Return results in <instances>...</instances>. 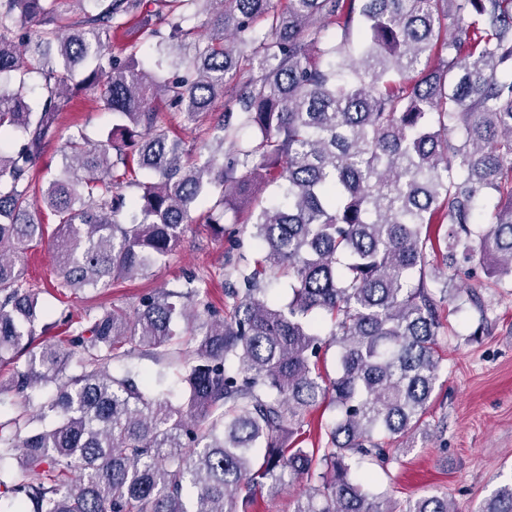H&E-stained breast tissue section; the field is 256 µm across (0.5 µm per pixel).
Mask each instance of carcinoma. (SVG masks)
Masks as SVG:
<instances>
[{"instance_id":"obj_1","label":"carcinoma","mask_w":512,"mask_h":512,"mask_svg":"<svg viewBox=\"0 0 512 512\" xmlns=\"http://www.w3.org/2000/svg\"><path fill=\"white\" fill-rule=\"evenodd\" d=\"M57 2L0 0V137H25L0 150V366L13 365L0 384L12 406L0 414V466L12 462L0 512H247L238 503L298 478L294 512H454L446 494L397 511L359 471L397 459L424 427L448 269L480 252L496 283L512 282V0H288L280 12L271 0H164L167 32L142 0H105L65 34ZM202 5L206 34L178 62L193 78L161 82L136 52L112 55V29L134 19L162 64ZM84 90L121 123L100 143L71 130L61 176L33 196L29 171ZM158 95L206 124L216 150L184 161L149 106ZM278 167L273 199L253 201ZM138 170L152 180L128 202L116 188ZM211 190L205 223L222 231L226 208L246 207L262 255L231 263L230 312L189 310L200 288L188 278L131 318L106 309L75 327L63 313L67 338L34 345L39 297L19 248L43 239L37 214L57 217L58 287L77 294L151 275ZM481 206L494 211L487 230ZM268 267L288 277V301L262 288ZM331 346L330 379L319 354ZM136 350L175 367L176 399L161 374L140 385L109 372ZM321 404L336 411L325 445L289 447ZM479 512H512V482Z\"/></svg>"}]
</instances>
